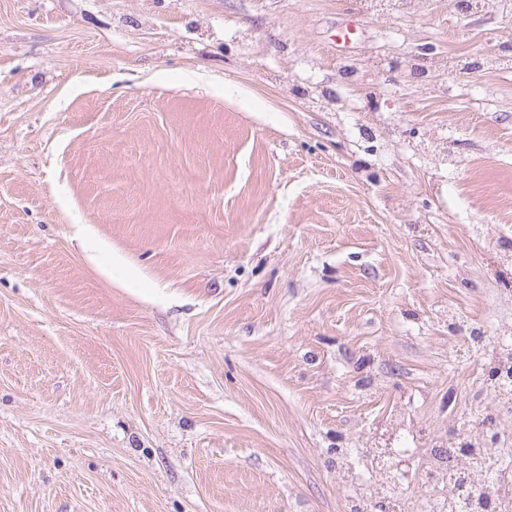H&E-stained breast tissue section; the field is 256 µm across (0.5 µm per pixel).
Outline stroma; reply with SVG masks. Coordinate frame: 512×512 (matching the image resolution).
I'll use <instances>...</instances> for the list:
<instances>
[{
  "instance_id": "obj_1",
  "label": "stroma",
  "mask_w": 512,
  "mask_h": 512,
  "mask_svg": "<svg viewBox=\"0 0 512 512\" xmlns=\"http://www.w3.org/2000/svg\"><path fill=\"white\" fill-rule=\"evenodd\" d=\"M452 309L512 326V0H0V512H347L499 410Z\"/></svg>"
}]
</instances>
